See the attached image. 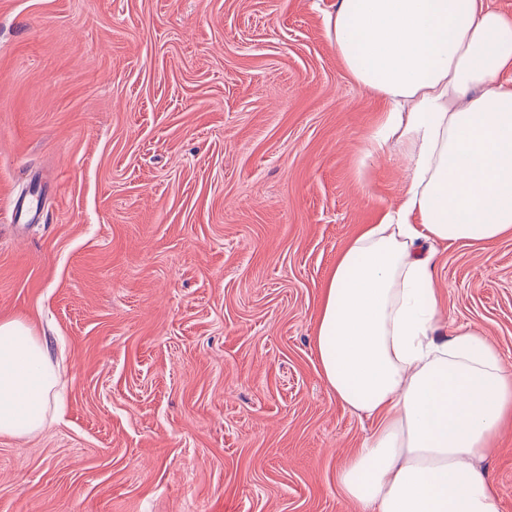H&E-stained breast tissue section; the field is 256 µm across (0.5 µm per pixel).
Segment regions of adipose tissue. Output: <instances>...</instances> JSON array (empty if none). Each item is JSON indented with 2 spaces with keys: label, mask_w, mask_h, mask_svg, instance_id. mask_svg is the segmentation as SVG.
<instances>
[{
  "label": "adipose tissue",
  "mask_w": 512,
  "mask_h": 512,
  "mask_svg": "<svg viewBox=\"0 0 512 512\" xmlns=\"http://www.w3.org/2000/svg\"><path fill=\"white\" fill-rule=\"evenodd\" d=\"M328 37L382 103L372 153L405 149L397 209L364 227L322 285L315 348L345 408L373 422L336 466L359 512H501L478 463L512 422V370L482 330H443L440 245L512 237V19L485 0H337ZM25 322L0 320V435L38 434L58 408Z\"/></svg>",
  "instance_id": "ef3b65f1"
}]
</instances>
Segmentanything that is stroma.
I'll return each instance as SVG.
<instances>
[{
  "label": "stroma",
  "instance_id": "35a3bbf8",
  "mask_svg": "<svg viewBox=\"0 0 512 512\" xmlns=\"http://www.w3.org/2000/svg\"><path fill=\"white\" fill-rule=\"evenodd\" d=\"M335 4L0 0V319L66 340L62 414L0 436V512H356L336 465L372 423L316 313L409 163L368 155ZM434 286L512 368V238L439 247ZM480 467L512 512V425Z\"/></svg>",
  "mask_w": 512,
  "mask_h": 512
}]
</instances>
